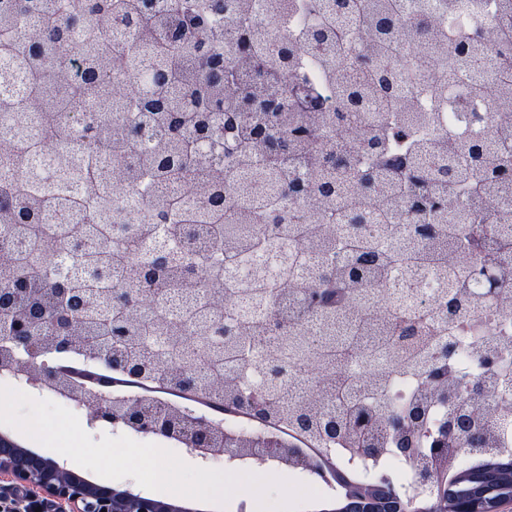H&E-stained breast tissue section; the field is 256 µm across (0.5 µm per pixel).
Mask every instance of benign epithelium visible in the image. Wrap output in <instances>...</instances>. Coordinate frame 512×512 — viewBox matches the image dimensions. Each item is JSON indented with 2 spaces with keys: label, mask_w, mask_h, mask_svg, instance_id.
Masks as SVG:
<instances>
[{
  "label": "benign epithelium",
  "mask_w": 512,
  "mask_h": 512,
  "mask_svg": "<svg viewBox=\"0 0 512 512\" xmlns=\"http://www.w3.org/2000/svg\"><path fill=\"white\" fill-rule=\"evenodd\" d=\"M41 324L37 312L16 325L0 327L6 335L0 339V369L26 373L43 389L53 390L71 399L79 407H87L90 425L107 423L114 430L138 431L143 435L162 437L168 441L184 442L180 429L171 423L167 412L152 411L126 398L93 394L64 378L55 367L47 365L45 355L63 357L75 351L72 336H37L33 328ZM195 426L198 446L192 449L203 461L224 456L229 461L253 458L277 461L284 457L304 470L323 476L293 444L266 432L250 437L228 434L215 428L204 415L190 414ZM417 494L420 497L440 498L453 494V483L447 470L436 466L417 471ZM0 507L9 512H190L172 509L167 503L148 495L118 491L108 484L92 485L76 476L59 461L43 455L24 452L0 440ZM452 512H512V493L493 499L479 494L470 501L457 500Z\"/></svg>",
  "instance_id": "7a95c632"
}]
</instances>
